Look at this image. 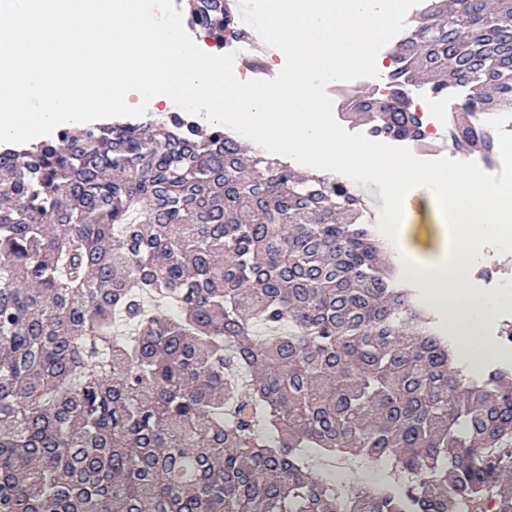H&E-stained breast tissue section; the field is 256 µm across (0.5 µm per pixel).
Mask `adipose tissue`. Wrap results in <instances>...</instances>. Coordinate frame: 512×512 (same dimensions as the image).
<instances>
[{
  "mask_svg": "<svg viewBox=\"0 0 512 512\" xmlns=\"http://www.w3.org/2000/svg\"><path fill=\"white\" fill-rule=\"evenodd\" d=\"M389 21L388 0H276L269 29L291 64L277 85L257 89L226 81L218 62L183 43L162 0L151 12L141 0H0V144L176 95L208 124L237 125L249 147L299 151L314 168L382 185L384 234L402 274L447 312V332L476 371L507 357L481 331L512 306V283L486 295L469 270L489 244L512 257V188L468 166L423 171L375 146L337 142L316 94L318 82L369 58Z\"/></svg>",
  "mask_w": 512,
  "mask_h": 512,
  "instance_id": "obj_1",
  "label": "adipose tissue"
}]
</instances>
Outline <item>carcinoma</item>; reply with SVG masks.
Segmentation results:
<instances>
[{
    "label": "carcinoma",
    "instance_id": "1",
    "mask_svg": "<svg viewBox=\"0 0 512 512\" xmlns=\"http://www.w3.org/2000/svg\"><path fill=\"white\" fill-rule=\"evenodd\" d=\"M392 61L376 135L464 86L453 145L492 157L512 0H425ZM328 181L180 112L0 150V512H512V367L454 363ZM312 453L391 473L346 495Z\"/></svg>",
    "mask_w": 512,
    "mask_h": 512
}]
</instances>
